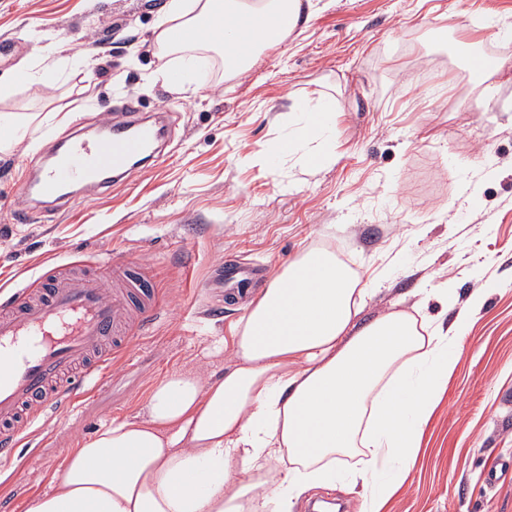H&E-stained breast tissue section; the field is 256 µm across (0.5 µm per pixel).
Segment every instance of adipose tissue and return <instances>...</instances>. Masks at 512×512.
I'll list each match as a JSON object with an SVG mask.
<instances>
[{"mask_svg": "<svg viewBox=\"0 0 512 512\" xmlns=\"http://www.w3.org/2000/svg\"><path fill=\"white\" fill-rule=\"evenodd\" d=\"M314 11L313 0H167L153 36L177 63L156 77L171 92H196L209 53L225 78L241 76ZM303 110L277 152L331 127L330 99ZM493 289L485 282L461 307L450 282L420 288L457 307L447 327L394 308L365 322L369 290L358 271L335 250L308 248L233 325L222 375L165 376L141 412L74 449L28 512H298L310 491L338 485L362 488L364 512H380Z\"/></svg>", "mask_w": 512, "mask_h": 512, "instance_id": "1", "label": "adipose tissue"}]
</instances>
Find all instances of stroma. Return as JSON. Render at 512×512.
Returning <instances> with one entry per match:
<instances>
[{"label":"stroma","mask_w":512,"mask_h":512,"mask_svg":"<svg viewBox=\"0 0 512 512\" xmlns=\"http://www.w3.org/2000/svg\"><path fill=\"white\" fill-rule=\"evenodd\" d=\"M165 0H0V77L36 61L29 30L91 50L93 73L17 86L0 112L43 124L0 154V296L49 264L119 259L147 272L164 313L127 358L0 463V500L27 512L52 491L73 448L112 420L134 417L167 374L218 376L206 352L244 314L221 286L225 261L268 283L288 261L332 243L375 292L364 315L417 303L424 280L451 281L459 303L499 282L474 312L403 484L382 512H512V0H321L303 32L266 50L235 79L208 63L204 91L176 94L153 78L152 43ZM504 51L496 90H468V59ZM331 97L336 118L318 141L272 158L299 126L296 102ZM175 118L158 162L83 192L52 211L29 207L24 163L78 127L99 130L126 103ZM456 207H449V200ZM30 209L29 223L12 221Z\"/></svg>","instance_id":"stroma-1"}]
</instances>
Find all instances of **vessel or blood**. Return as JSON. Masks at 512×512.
Listing matches in <instances>:
<instances>
[{"label":"vessel or blood","instance_id":"obj_1","mask_svg":"<svg viewBox=\"0 0 512 512\" xmlns=\"http://www.w3.org/2000/svg\"><path fill=\"white\" fill-rule=\"evenodd\" d=\"M167 117L114 113L104 135L65 136L32 169L24 193L39 203L72 189L104 190L143 160L161 155ZM156 288L126 276L121 263L101 272L82 261L52 268L0 300V459L10 458L35 421L73 404L88 380L124 360L132 341L161 317Z\"/></svg>","mask_w":512,"mask_h":512}]
</instances>
